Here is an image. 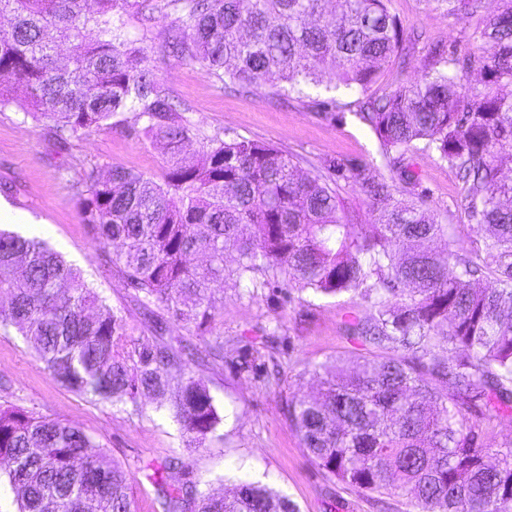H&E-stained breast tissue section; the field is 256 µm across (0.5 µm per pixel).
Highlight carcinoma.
Wrapping results in <instances>:
<instances>
[{
  "label": "carcinoma",
  "instance_id": "obj_1",
  "mask_svg": "<svg viewBox=\"0 0 512 512\" xmlns=\"http://www.w3.org/2000/svg\"><path fill=\"white\" fill-rule=\"evenodd\" d=\"M450 15H476L484 0H433ZM0 0L12 17L0 34V110L16 106L59 150L128 110L170 160L158 182L121 166L89 174L84 221L107 263L137 293L153 342L126 349L123 316L37 237L0 229V331L27 348L75 393L142 411L163 400L186 449H223L222 417L184 346L164 337L167 319L202 331L228 279L279 281L319 297L358 298L372 310L346 332L363 347L314 367L320 388L285 402L310 460L369 498L399 499L404 512H512V442L484 446L481 424L512 410V0L472 33L465 58L428 55L419 82L368 94L382 69L415 50L388 0ZM172 16L165 47L204 67L223 87L248 93L271 83L273 102L323 85L357 91L356 116L376 135L385 166L349 178L368 198L373 224L345 222L332 173L300 175L294 156L245 137H196L156 76L142 23ZM68 46V64L55 59ZM478 78L471 81L468 74ZM24 98L15 96V86ZM435 151L464 184L484 256L450 248V226L407 200L404 166L415 146ZM235 254L234 265L225 255ZM206 356L257 369L253 353L216 338ZM82 429L0 407V482L18 512H135L127 471ZM184 480L167 484L163 472ZM156 487L158 512H298L281 491L239 477L228 491L201 481L180 456L139 467Z\"/></svg>",
  "mask_w": 512,
  "mask_h": 512
}]
</instances>
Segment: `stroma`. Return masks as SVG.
<instances>
[{"label":"stroma","mask_w":512,"mask_h":512,"mask_svg":"<svg viewBox=\"0 0 512 512\" xmlns=\"http://www.w3.org/2000/svg\"><path fill=\"white\" fill-rule=\"evenodd\" d=\"M388 7L404 31H424L426 40L405 64L386 66L373 93L420 80L431 47L460 56L469 52V37L478 18L447 15L434 0H389ZM167 25L161 14L147 29L137 19L127 21L128 29L143 33L158 76L185 104L186 117L194 127L208 135L226 133L269 143L293 154L302 174L326 170L333 160L369 164L387 174L376 136L355 115L356 93L336 90L337 107L329 116L306 101L269 103L263 87L249 94L223 89L197 63L165 51ZM120 119V126L74 138L71 149L61 153L21 110L0 112V204L5 207L0 227L25 236L30 226H39V238L79 268L107 303L121 312L128 340L143 343L150 339L144 310L134 290L107 263L106 248L95 240L81 215L87 175L106 174L115 165L157 180L165 173L163 147L129 133L142 125L136 113H122ZM405 161L417 178L415 201L431 210L440 223L453 225L460 246L469 251L480 247L482 234L465 213L463 184L456 172L432 151L409 149ZM367 314L364 304L348 298H320L295 289L251 292L226 281L206 339L224 336L247 342L277 331L281 381L271 386L260 373H240L221 361L197 365L223 416L224 446L219 452H186L178 425L154 403L137 413L76 394L12 331L0 332V405L18 406L84 430L99 449L127 469L136 512L157 510L156 489L142 477L139 465L158 464L178 453L206 480L243 473L271 483L300 512H399V504L377 506L317 468L285 412L286 398L316 392L319 381L311 374V366L339 353L353 357L360 353V346L348 338L345 323Z\"/></svg>","instance_id":"1"}]
</instances>
